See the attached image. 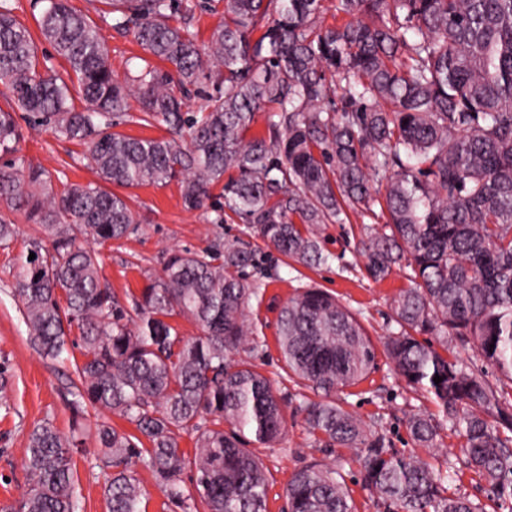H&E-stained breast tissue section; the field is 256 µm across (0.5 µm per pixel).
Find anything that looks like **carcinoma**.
<instances>
[{
    "instance_id": "1",
    "label": "carcinoma",
    "mask_w": 512,
    "mask_h": 512,
    "mask_svg": "<svg viewBox=\"0 0 512 512\" xmlns=\"http://www.w3.org/2000/svg\"><path fill=\"white\" fill-rule=\"evenodd\" d=\"M44 2L40 31L67 61L64 75L41 62L30 30L0 0V84L15 105L0 108L8 157L0 209L23 213L51 243L32 240L35 258L23 256L14 276L34 345L60 359L77 329L84 361L75 365L74 403L139 432L97 426L108 512H140L138 463L171 502L193 500V512H267L268 478L247 435L272 446L285 430L288 398L234 359L251 334L246 310L262 299L243 274L252 248L219 239L170 255L130 310L102 281L95 246L137 230L127 198L107 185L172 181L187 209L209 204L221 222L232 214L304 265L327 261L321 225L384 201L385 230L363 242L366 270L383 280L404 261L413 272L393 299L399 331L384 354L400 378L434 396L468 469L512 494V415L502 391L448 356V341L469 344L512 380V0H336L349 20L326 29L316 27L322 0H224L205 48L170 24L180 0H112L114 26L133 28L144 51L170 65L122 81L101 28L67 0ZM212 79L215 93L199 114L174 91ZM76 95L85 109L73 107ZM132 99L171 137L114 130L112 117ZM271 105L268 135L250 134ZM18 110L86 146L100 182L56 192L44 170L14 157ZM176 314L194 319L200 335L181 336L169 322ZM426 333L441 337L443 351L416 338ZM278 345L288 376L314 392L297 406L309 433L325 448L361 453L362 485L385 512H481L449 492L447 473L399 452L336 401L376 360L372 339L336 296L308 286L289 299ZM405 424L416 446L438 447L433 419L412 413ZM182 432L194 435L191 457ZM77 446L49 420L32 429L16 512H76ZM187 469L194 499L183 487ZM286 499L287 512H354L338 472L317 461L293 473Z\"/></svg>"
}]
</instances>
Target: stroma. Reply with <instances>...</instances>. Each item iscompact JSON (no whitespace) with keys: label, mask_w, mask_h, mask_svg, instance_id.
Listing matches in <instances>:
<instances>
[{"label":"stroma","mask_w":512,"mask_h":512,"mask_svg":"<svg viewBox=\"0 0 512 512\" xmlns=\"http://www.w3.org/2000/svg\"><path fill=\"white\" fill-rule=\"evenodd\" d=\"M70 7L99 23L109 50V64L118 79L137 73L143 66V49L130 30H118L108 24L112 14L110 0H69ZM18 154L26 162L44 168L52 180L77 183L95 181L82 145L57 138L50 128H25ZM137 222L129 237L99 247L101 275L121 304L130 305L150 278L160 275L166 257L174 252L205 248L215 239H241L256 252L255 267L247 269L249 280L263 291L261 303L250 304L248 318L257 336L256 348L239 351V359L257 365L274 388L288 395L284 407L286 433L282 442L268 447L252 443L269 477L267 512H282L285 492L292 474L316 460L339 471L351 494L355 512H377L370 493L361 483V460L356 450L316 447L296 406L308 388L288 379L277 344V316L281 306L297 289L310 285L326 288L356 313L375 345L397 332L392 301L400 289L409 287L410 267L393 268L384 280L372 279L360 252L369 233L381 230L386 216L381 210L350 213L343 224H329L320 232L323 248L330 258L326 264L307 267L282 257L250 235L241 220L225 219L216 223L212 209L189 210L182 203L177 184L141 185L125 188ZM18 235L8 248H0V363L9 368L11 407L0 408V508L17 506L27 487L22 461L28 434L43 421H51L63 434H77L82 450L73 456V470L79 497L78 512H108L104 496V474L95 448L96 425L106 421L120 429L129 424L119 416L91 406L77 407L73 393L78 383L74 372L82 362L81 347L70 348L69 356L54 360L43 356L31 341L24 323L22 307L12 296L15 264L25 254L32 239L40 237L38 225L26 223L15 215ZM344 407L366 424L385 434L394 448L412 454L421 453L432 465L449 466L451 491L469 497L483 512H512V498L497 495L487 481L469 471L459 448V440L442 430L437 450H417L410 441L404 418L423 412L435 420L443 414L425 389L408 385L396 376L385 355H378L377 367L367 379L345 390Z\"/></svg>","instance_id":"35a3bbf8"}]
</instances>
